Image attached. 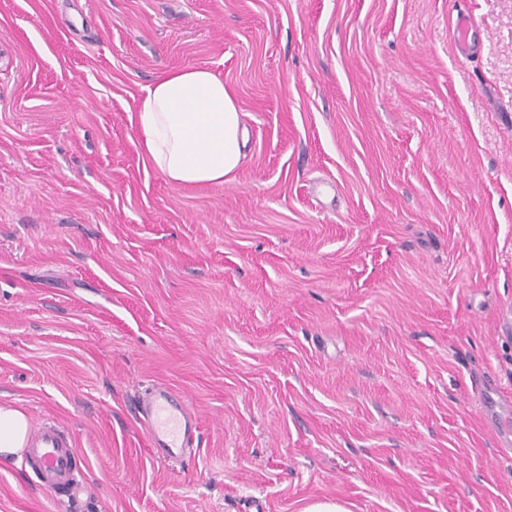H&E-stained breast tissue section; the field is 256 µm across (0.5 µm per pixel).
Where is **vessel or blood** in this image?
Returning a JSON list of instances; mask_svg holds the SVG:
<instances>
[{"label":"vessel or blood","mask_w":512,"mask_h":512,"mask_svg":"<svg viewBox=\"0 0 512 512\" xmlns=\"http://www.w3.org/2000/svg\"><path fill=\"white\" fill-rule=\"evenodd\" d=\"M135 410L154 448L168 458L184 455L198 429V417L186 399L167 387H155L139 396ZM26 461L40 486L56 491L71 485L76 441L55 423L34 425L25 442Z\"/></svg>","instance_id":"obj_1"}]
</instances>
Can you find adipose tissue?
<instances>
[{
    "label": "adipose tissue",
    "instance_id": "ef3b65f1",
    "mask_svg": "<svg viewBox=\"0 0 512 512\" xmlns=\"http://www.w3.org/2000/svg\"><path fill=\"white\" fill-rule=\"evenodd\" d=\"M137 127L147 158L176 185L224 183L238 170L248 140L223 79L193 66L168 71L147 87ZM27 432L24 413L0 406V458L20 453Z\"/></svg>",
    "mask_w": 512,
    "mask_h": 512
}]
</instances>
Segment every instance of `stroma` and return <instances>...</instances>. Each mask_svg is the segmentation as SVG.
<instances>
[{
	"label": "stroma",
	"mask_w": 512,
	"mask_h": 512,
	"mask_svg": "<svg viewBox=\"0 0 512 512\" xmlns=\"http://www.w3.org/2000/svg\"><path fill=\"white\" fill-rule=\"evenodd\" d=\"M189 65L244 114L221 185L132 122ZM3 403L83 472L1 461L0 512H512V0H0ZM135 410L162 457L182 456L191 448L198 417L183 396L167 387H154L139 396Z\"/></svg>",
	"instance_id": "1"
}]
</instances>
